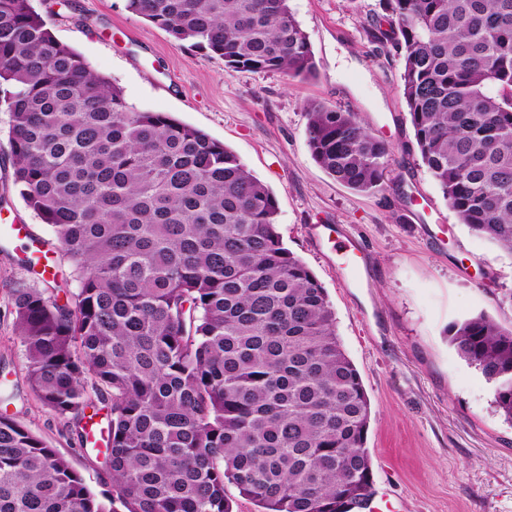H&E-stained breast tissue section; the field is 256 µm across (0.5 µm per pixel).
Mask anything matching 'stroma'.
<instances>
[{"label":"stroma","instance_id":"35a3bbf8","mask_svg":"<svg viewBox=\"0 0 512 512\" xmlns=\"http://www.w3.org/2000/svg\"><path fill=\"white\" fill-rule=\"evenodd\" d=\"M56 38L122 88L141 112H163L224 143L272 190L277 230L325 288L336 330L371 402L366 446L374 495L397 512H512V422L493 387L448 336L484 314L512 328V255L460 224L422 166L399 91L403 62L374 35L379 0H289L317 63L315 77L230 72L223 59L175 45L124 0H33ZM355 112L390 145L381 190L358 193L313 160L307 106ZM10 114L0 108V225L53 241L14 184ZM335 226L367 266L365 286L312 234ZM22 243L0 244V412L70 462L94 492L111 489L73 427L32 393L12 293L36 277Z\"/></svg>","mask_w":512,"mask_h":512}]
</instances>
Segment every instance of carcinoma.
I'll return each mask as SVG.
<instances>
[{"label":"carcinoma","mask_w":512,"mask_h":512,"mask_svg":"<svg viewBox=\"0 0 512 512\" xmlns=\"http://www.w3.org/2000/svg\"><path fill=\"white\" fill-rule=\"evenodd\" d=\"M376 39L422 165L460 223L512 253V0H380ZM230 71L315 75L288 0H125ZM14 182L70 264L76 293L20 285L16 327L36 398L112 480L97 495L0 414V512H352L373 496L371 403L325 288L282 243L273 192L237 155L123 91L57 40L32 0H0V105ZM315 162L360 193L390 156L354 112L308 107ZM512 420V328H452ZM107 408L106 423L95 422Z\"/></svg>","instance_id":"carcinoma-1"}]
</instances>
